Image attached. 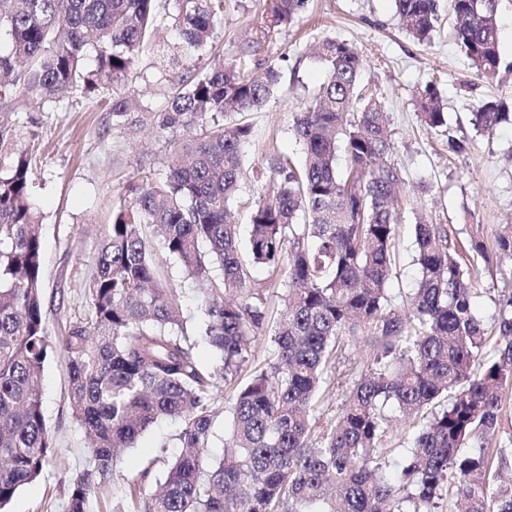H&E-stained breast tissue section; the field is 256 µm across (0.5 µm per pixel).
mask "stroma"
Wrapping results in <instances>:
<instances>
[{"label":"stroma","instance_id":"1","mask_svg":"<svg viewBox=\"0 0 512 512\" xmlns=\"http://www.w3.org/2000/svg\"><path fill=\"white\" fill-rule=\"evenodd\" d=\"M439 22L431 42H414L401 29L395 0H306L277 38L262 44L253 62L278 61L282 82L258 112L244 113L253 126L245 166L264 170L271 157L299 156L292 126L312 91L327 72L309 54L322 36L346 40L361 56V84L382 103L402 178L403 209L397 233L396 264L388 283L396 300H405L418 276L412 259L417 218L460 229L481 225L494 242L502 225L512 224V123L480 134L471 119L478 104L498 100L512 108V0H499L500 74L479 76L458 52L452 38L450 0H437ZM263 0H233L224 12L210 58H233L255 37L253 20ZM177 72L161 77L151 56H142L119 94L132 106L113 121L105 105L64 95L61 111L37 101L11 108L0 101V118L8 120L17 149L36 156L33 201L40 214L43 241V315L51 335L86 319L90 301L85 284L92 275L112 219V204L143 175L163 178L173 152L174 136L159 127L158 117ZM436 83L447 126L430 129L418 117L417 94ZM467 141L459 155L448 151L449 138ZM160 278L176 289L189 335L202 316L197 309L200 285L181 266L159 261ZM45 419L55 455L42 476L22 487L9 512H65L69 477L88 466L90 452L69 406L67 358L56 351L45 365L41 383ZM178 423L162 419L126 450L117 464L115 482L135 480L144 468L161 471L178 457Z\"/></svg>","mask_w":512,"mask_h":512}]
</instances>
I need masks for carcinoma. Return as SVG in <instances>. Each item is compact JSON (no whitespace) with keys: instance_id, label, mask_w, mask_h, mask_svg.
I'll return each instance as SVG.
<instances>
[{"instance_id":"carcinoma-1","label":"carcinoma","mask_w":512,"mask_h":512,"mask_svg":"<svg viewBox=\"0 0 512 512\" xmlns=\"http://www.w3.org/2000/svg\"><path fill=\"white\" fill-rule=\"evenodd\" d=\"M0 0V98L51 105L72 93L93 103L112 93V120L128 112L117 90L145 53L159 72L187 71L168 95L160 126L180 134L168 172L145 176L112 207V224L87 282L91 312L64 334L43 317L42 240L32 199L33 168L0 123V512L41 477L53 452L40 392L56 347L67 356L70 410L88 440L90 464L70 479L66 512H89L95 489L114 478L121 453L162 418L179 423L183 452L162 478L145 468L112 493V512H512L502 480L512 434L502 426L512 399V279L490 321L477 313V282L512 255V225L487 244L467 232L465 255L448 225L419 221L417 287L410 308L387 285L395 261L400 170L383 105L360 89L363 61L345 40L325 36L313 55L326 69L295 119L302 157L270 159L268 189L249 213L250 261L240 225L227 220L245 177V122L281 82L269 62H222L196 70L213 46L227 0ZM304 0H265L256 19L271 41ZM459 52L480 75L500 68L497 0H451ZM399 21L418 43L438 22L436 0H397ZM176 42L161 41L165 27ZM421 122L447 125L436 84L418 92ZM512 120L484 101L474 126ZM344 145L345 167L336 165ZM186 276L209 288L200 337L219 363L204 366L187 336L181 304L160 281L153 243ZM281 285L280 308L249 287L248 263ZM375 348L345 382V404L323 413L347 336ZM269 340L255 362L253 343ZM235 387L225 459L208 441L219 382ZM406 425L393 463L384 441Z\"/></svg>"}]
</instances>
